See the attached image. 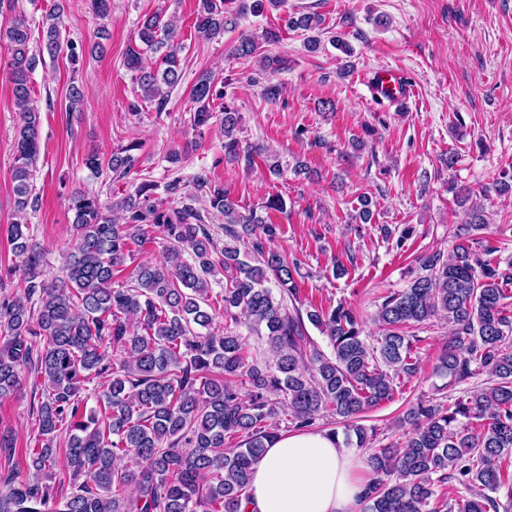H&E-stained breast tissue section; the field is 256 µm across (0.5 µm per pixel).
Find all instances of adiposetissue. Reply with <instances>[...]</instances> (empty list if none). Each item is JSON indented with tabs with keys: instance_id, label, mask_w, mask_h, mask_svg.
<instances>
[{
	"instance_id": "ef3b65f1",
	"label": "adipose tissue",
	"mask_w": 512,
	"mask_h": 512,
	"mask_svg": "<svg viewBox=\"0 0 512 512\" xmlns=\"http://www.w3.org/2000/svg\"><path fill=\"white\" fill-rule=\"evenodd\" d=\"M360 449L339 437L299 431L279 436L255 466L247 512H357L364 480Z\"/></svg>"
}]
</instances>
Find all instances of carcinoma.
Listing matches in <instances>:
<instances>
[{
	"label": "carcinoma",
	"mask_w": 512,
	"mask_h": 512,
	"mask_svg": "<svg viewBox=\"0 0 512 512\" xmlns=\"http://www.w3.org/2000/svg\"><path fill=\"white\" fill-rule=\"evenodd\" d=\"M63 13L57 0L45 14L42 50L65 55L75 69L85 49L62 41ZM225 25L224 0H197V33L213 40ZM321 25L314 13L287 21L310 32ZM137 37L153 53L166 49L154 67L140 49H129L124 61L138 97L161 111L181 80L175 26L152 14ZM30 43L15 0H0V47L19 116L6 236L24 283L13 295L0 278V399L21 388L25 371L41 378L34 385L38 446L25 453L23 468L0 472V512H240L253 466L281 430L306 431L325 413L344 426L345 445L368 451L360 512H499L493 494L503 487L512 493V310L505 303L512 261L505 269L492 264L462 235L446 256L419 255L407 288L378 307L373 321L381 334L366 336L360 317L341 303L296 306L300 263L272 247L280 196L242 212L223 183L200 176L195 190L224 215V243L178 179L166 186V199L146 179L109 203L76 190L75 246L49 282L46 251L25 222L38 204L41 152V112L30 87L41 56ZM224 97L210 75L193 85L191 125L199 134ZM240 120L224 104V158L248 167L259 158L280 172L277 155L234 135ZM136 149L132 142L113 152L107 168L127 176ZM151 228L166 241L163 260L138 263L114 287L118 268L134 259L131 245ZM220 281L224 288L213 292ZM219 312L221 333L212 329ZM435 317L449 326L437 373L460 384L485 372L489 381L451 404L417 402L404 418L410 431L403 445L374 448L377 427L361 424L360 415L393 400L396 381L416 376L415 329ZM309 324L327 337L331 354L307 353ZM243 327L266 341L264 363L249 359ZM94 377L101 390L89 409L83 392ZM450 479L468 493L453 504L445 491Z\"/></svg>",
	"instance_id": "cac0c4a2"
}]
</instances>
